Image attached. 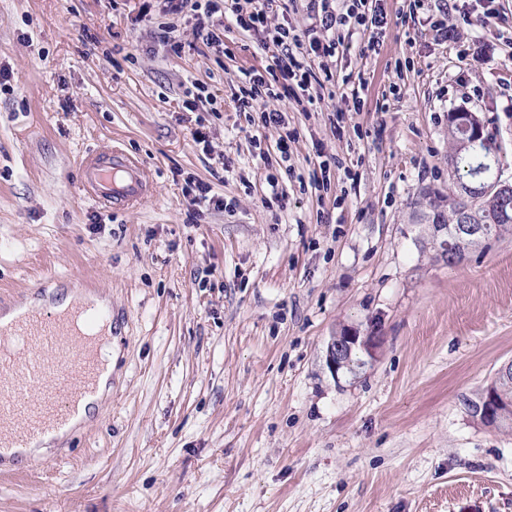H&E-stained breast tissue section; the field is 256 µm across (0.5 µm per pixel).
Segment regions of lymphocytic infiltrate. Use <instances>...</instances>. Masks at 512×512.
<instances>
[{"instance_id":"f902f5d3","label":"lymphocytic infiltrate","mask_w":512,"mask_h":512,"mask_svg":"<svg viewBox=\"0 0 512 512\" xmlns=\"http://www.w3.org/2000/svg\"><path fill=\"white\" fill-rule=\"evenodd\" d=\"M296 8L297 0H162L161 8L165 21L160 39L171 43L173 50H181L182 44L171 41L170 35L177 21L189 15L195 19L194 44L223 52L225 33L235 29L268 52L264 71L245 72L232 101L236 111L255 113L259 128L276 132V147L283 156L297 132L289 128L284 112L272 108V101L311 100L314 85L333 80L325 58L335 56L354 34L388 24L382 0H308L302 28L290 26L287 20ZM275 13L282 17L276 24L270 21Z\"/></svg>"}]
</instances>
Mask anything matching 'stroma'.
<instances>
[{
  "instance_id": "stroma-1",
  "label": "stroma",
  "mask_w": 512,
  "mask_h": 512,
  "mask_svg": "<svg viewBox=\"0 0 512 512\" xmlns=\"http://www.w3.org/2000/svg\"><path fill=\"white\" fill-rule=\"evenodd\" d=\"M445 2L407 22L409 0H383L386 30L328 61L334 99L275 101L299 138L271 171L276 133L231 101L267 64L255 40L199 50L186 18L176 54L144 0H0V310L53 275L48 299L94 291L119 330L111 396L36 468H0V512H512V431L464 407L512 360V235L451 266L412 220L423 189L448 186L452 110L485 121L512 181V0ZM490 9L489 31L466 24ZM319 147L353 180L315 193ZM115 148L153 184L130 209L81 187L83 159ZM190 176L226 209L191 203ZM370 316L382 351L335 380L331 336Z\"/></svg>"
}]
</instances>
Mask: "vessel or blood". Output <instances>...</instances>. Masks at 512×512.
Here are the masks:
<instances>
[{
  "instance_id": "obj_1",
  "label": "vessel or blood",
  "mask_w": 512,
  "mask_h": 512,
  "mask_svg": "<svg viewBox=\"0 0 512 512\" xmlns=\"http://www.w3.org/2000/svg\"><path fill=\"white\" fill-rule=\"evenodd\" d=\"M82 174L86 188L105 202L135 206L150 192L140 162L118 149L106 160L89 156ZM113 319L111 306L78 298L64 309L31 308L0 322V463L35 467L21 447L71 430L81 405L98 392Z\"/></svg>"
}]
</instances>
